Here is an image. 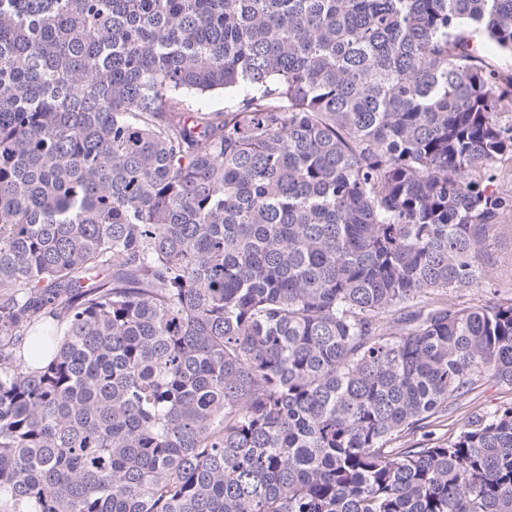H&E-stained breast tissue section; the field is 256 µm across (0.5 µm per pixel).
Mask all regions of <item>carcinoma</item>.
Masks as SVG:
<instances>
[{
    "instance_id": "cac0c4a2",
    "label": "carcinoma",
    "mask_w": 512,
    "mask_h": 512,
    "mask_svg": "<svg viewBox=\"0 0 512 512\" xmlns=\"http://www.w3.org/2000/svg\"><path fill=\"white\" fill-rule=\"evenodd\" d=\"M512 0H0V512H512ZM222 90V109L193 97ZM489 247L494 260L487 267L483 288L453 294L456 302L479 304L493 296L512 297V210L505 211ZM508 399H512L510 392L493 382H486L474 390L461 406L448 408V414L436 419L432 426L418 430L408 438L415 443H426L428 438L448 439L459 433L472 411L493 410Z\"/></svg>"
}]
</instances>
